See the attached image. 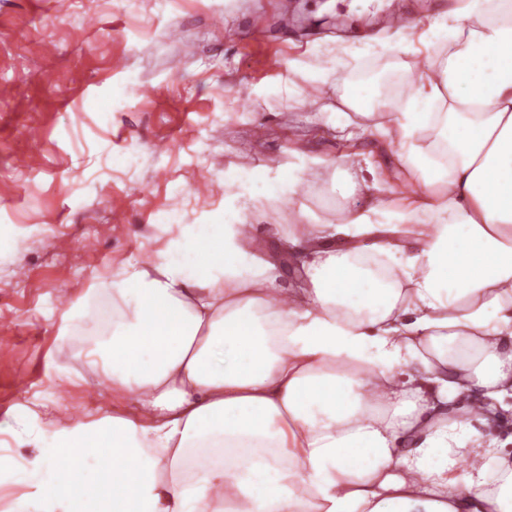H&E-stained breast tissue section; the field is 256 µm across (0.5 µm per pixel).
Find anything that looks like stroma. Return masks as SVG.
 <instances>
[{"label":"stroma","instance_id":"stroma-1","mask_svg":"<svg viewBox=\"0 0 512 512\" xmlns=\"http://www.w3.org/2000/svg\"><path fill=\"white\" fill-rule=\"evenodd\" d=\"M386 5L417 17L427 2L295 0L284 16L279 0H71L62 14L51 0H0V229L15 238L0 255V415L24 400L111 411L83 360L62 348L59 316L93 283L150 261L169 214L191 224L222 204L226 168H273L292 150L316 157L294 198L253 216L260 226L339 222L368 207L375 182L399 206L394 140L362 147L374 170L332 166L353 146L316 115L348 106L288 68L299 57L306 72L320 70L350 42L337 11L374 35ZM255 27L265 42L250 41ZM131 72L138 82L119 106L91 110ZM292 84L304 101L289 99ZM260 86L272 95L256 96ZM129 156L136 165H116ZM116 211L126 229L104 236Z\"/></svg>","mask_w":512,"mask_h":512}]
</instances>
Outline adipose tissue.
I'll return each mask as SVG.
<instances>
[{
	"label": "adipose tissue",
	"instance_id": "adipose-tissue-1",
	"mask_svg": "<svg viewBox=\"0 0 512 512\" xmlns=\"http://www.w3.org/2000/svg\"><path fill=\"white\" fill-rule=\"evenodd\" d=\"M378 74L411 88L389 122L320 121L397 141L400 208L261 232L252 213L296 196L312 157L225 169L222 206L62 312L116 406L1 415L0 512H512V459L448 417L512 398V0L339 48L308 81L360 107Z\"/></svg>",
	"mask_w": 512,
	"mask_h": 512
}]
</instances>
